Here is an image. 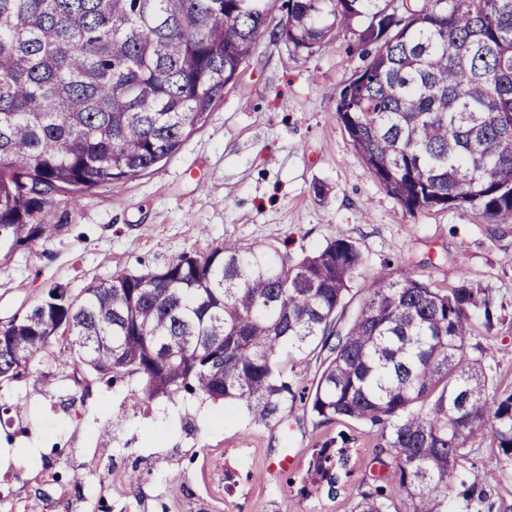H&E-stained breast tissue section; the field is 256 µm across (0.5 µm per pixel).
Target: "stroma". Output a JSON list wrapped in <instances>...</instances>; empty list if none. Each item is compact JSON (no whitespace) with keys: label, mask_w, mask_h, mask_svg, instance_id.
<instances>
[{"label":"stroma","mask_w":512,"mask_h":512,"mask_svg":"<svg viewBox=\"0 0 512 512\" xmlns=\"http://www.w3.org/2000/svg\"><path fill=\"white\" fill-rule=\"evenodd\" d=\"M362 65L348 33L308 57L260 43L175 155L78 203L58 198L53 238L0 257V325L49 284L76 297L115 272L155 270L225 240L297 257L340 233L363 252V277L415 272L445 290L464 276L487 288L495 326L477 330L467 352L490 391L512 392V224L463 210L408 213L368 173L335 111ZM49 369L0 387V403L25 404L0 425V489L24 496L27 512H41L37 476L51 464L70 512H350L359 491L390 478L375 428L322 422L301 401L284 421L256 427L197 395L131 403L135 376L85 390L65 377L46 384ZM326 445L353 449L351 476L339 494L306 496L309 463ZM473 470L484 512H512V472L486 442L450 474L449 494Z\"/></svg>","instance_id":"1"}]
</instances>
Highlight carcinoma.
I'll return each instance as SVG.
<instances>
[{
	"label": "carcinoma",
	"instance_id": "carcinoma-1",
	"mask_svg": "<svg viewBox=\"0 0 512 512\" xmlns=\"http://www.w3.org/2000/svg\"><path fill=\"white\" fill-rule=\"evenodd\" d=\"M347 32L365 67L336 112L367 171L410 213L512 224V0H0V250L53 235L57 192L76 203L175 154L258 42L309 56ZM364 265L343 235L295 259L225 241L76 298L52 285L0 329L15 354L0 384L50 361L76 385L138 376L136 403L239 401L266 426L293 411L295 359L326 351L302 400L326 423L381 426L392 476L354 512H481L478 476L451 506L447 488L477 439L512 469V393L489 394L466 352L476 311L494 327L488 289L379 272L342 327ZM347 460L318 448L309 469L332 493Z\"/></svg>",
	"mask_w": 512,
	"mask_h": 512
}]
</instances>
